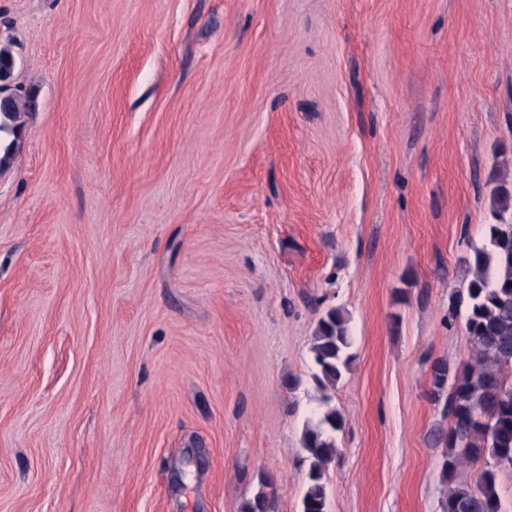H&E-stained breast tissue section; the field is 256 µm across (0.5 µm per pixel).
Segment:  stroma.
I'll list each match as a JSON object with an SVG mask.
<instances>
[{"instance_id": "stroma-1", "label": "stroma", "mask_w": 512, "mask_h": 512, "mask_svg": "<svg viewBox=\"0 0 512 512\" xmlns=\"http://www.w3.org/2000/svg\"><path fill=\"white\" fill-rule=\"evenodd\" d=\"M0 512H299L320 312L329 512H442L430 366L512 184V0H0ZM301 384L288 390L284 379ZM0 86V170L18 149L25 117L36 107L34 99L21 98ZM351 347L352 336L345 311L336 306L323 311L317 319L310 347L314 366L312 379L322 408L315 419L306 422L302 431L301 444L308 469L299 512H329L326 473L340 456L338 437L345 430L346 419L330 405L328 391L335 390L349 370Z\"/></svg>"}]
</instances>
